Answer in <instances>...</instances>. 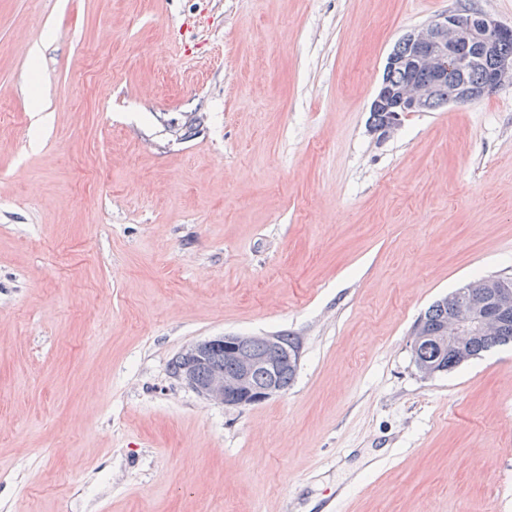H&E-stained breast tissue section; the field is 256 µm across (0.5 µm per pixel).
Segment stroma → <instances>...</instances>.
<instances>
[{
  "instance_id": "1",
  "label": "stroma",
  "mask_w": 512,
  "mask_h": 512,
  "mask_svg": "<svg viewBox=\"0 0 512 512\" xmlns=\"http://www.w3.org/2000/svg\"><path fill=\"white\" fill-rule=\"evenodd\" d=\"M464 10L512 26V0H0V512H512V345L431 378L409 347L512 277V85L368 128L394 44ZM280 332L302 357L265 402L170 371Z\"/></svg>"
}]
</instances>
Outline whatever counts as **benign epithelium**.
<instances>
[{
    "label": "benign epithelium",
    "instance_id": "benign-epithelium-1",
    "mask_svg": "<svg viewBox=\"0 0 512 512\" xmlns=\"http://www.w3.org/2000/svg\"><path fill=\"white\" fill-rule=\"evenodd\" d=\"M403 53L388 55L379 90L370 111L388 112L382 127L371 131L378 136L390 134L407 112H426L437 86L448 72L462 76L448 102H472L486 92L512 83V26H505L480 12L456 13L438 17L401 38ZM400 70L407 79L397 86L389 84V73ZM429 79L419 78V74ZM512 326V278L483 277L474 280L457 295L448 308V320L430 334L419 326L412 332L410 346L434 340L458 358L469 359L476 336L491 330L506 331ZM264 344L258 350L254 343ZM224 351L230 368L213 367L210 355ZM181 367L175 377L209 402L224 406H245L264 402L283 393L275 379L256 383L262 370L274 373L286 362L299 365L301 345L288 346L278 334L264 336H210L184 346L177 354ZM206 369L207 374L199 375Z\"/></svg>",
    "mask_w": 512,
    "mask_h": 512
}]
</instances>
